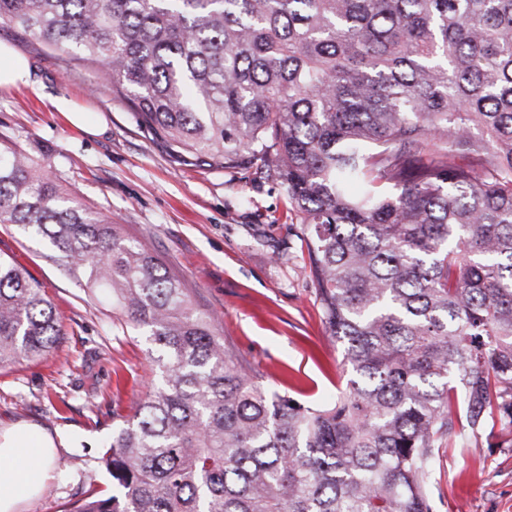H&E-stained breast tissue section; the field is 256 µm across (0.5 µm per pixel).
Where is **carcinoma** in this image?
Listing matches in <instances>:
<instances>
[{
	"label": "carcinoma",
	"mask_w": 512,
	"mask_h": 512,
	"mask_svg": "<svg viewBox=\"0 0 512 512\" xmlns=\"http://www.w3.org/2000/svg\"><path fill=\"white\" fill-rule=\"evenodd\" d=\"M102 72L181 165L285 185L346 384L268 390L184 280L0 145V224L158 347L159 381L112 430L68 512H433L436 449L512 441V0H0ZM62 336L0 254V366Z\"/></svg>",
	"instance_id": "cac0c4a2"
}]
</instances>
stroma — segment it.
I'll list each match as a JSON object with an SVG mask.
<instances>
[{
    "label": "stroma",
    "mask_w": 512,
    "mask_h": 512,
    "mask_svg": "<svg viewBox=\"0 0 512 512\" xmlns=\"http://www.w3.org/2000/svg\"><path fill=\"white\" fill-rule=\"evenodd\" d=\"M0 43L29 59L41 87L0 89V142L29 152L66 194L162 257L260 383L303 402L336 397L342 347L323 318L302 226L285 216L281 181L178 165L90 66L64 76L59 53L9 26ZM56 96L84 109L96 133L71 126L51 105ZM0 253L40 282L63 328L44 357L0 367V433L31 423L58 448L39 496L18 512H66L89 488L111 489L98 456L155 380L153 345L54 263L47 242L0 224ZM463 442L436 453L435 512H512V446L486 435Z\"/></svg>",
    "instance_id": "35a3bbf8"
}]
</instances>
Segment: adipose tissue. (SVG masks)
<instances>
[{"label":"adipose tissue","mask_w":512,"mask_h":512,"mask_svg":"<svg viewBox=\"0 0 512 512\" xmlns=\"http://www.w3.org/2000/svg\"><path fill=\"white\" fill-rule=\"evenodd\" d=\"M55 453L53 439L28 424L0 436V512H16L40 492Z\"/></svg>","instance_id":"ef3b65f1"}]
</instances>
